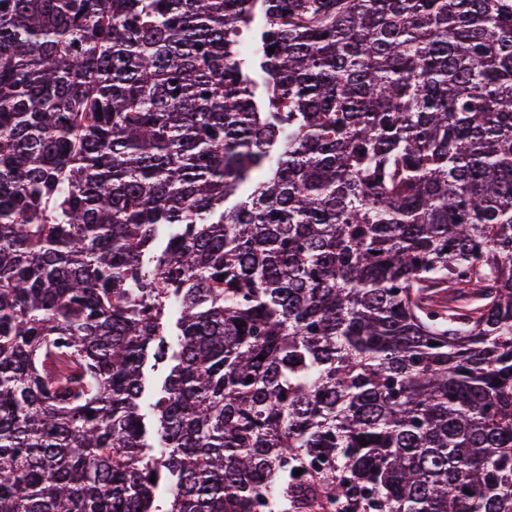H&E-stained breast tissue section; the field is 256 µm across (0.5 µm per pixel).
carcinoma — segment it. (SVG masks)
I'll return each instance as SVG.
<instances>
[{
  "mask_svg": "<svg viewBox=\"0 0 512 512\" xmlns=\"http://www.w3.org/2000/svg\"><path fill=\"white\" fill-rule=\"evenodd\" d=\"M0 512H512V0H0Z\"/></svg>",
  "mask_w": 512,
  "mask_h": 512,
  "instance_id": "carcinoma-1",
  "label": "carcinoma"
}]
</instances>
